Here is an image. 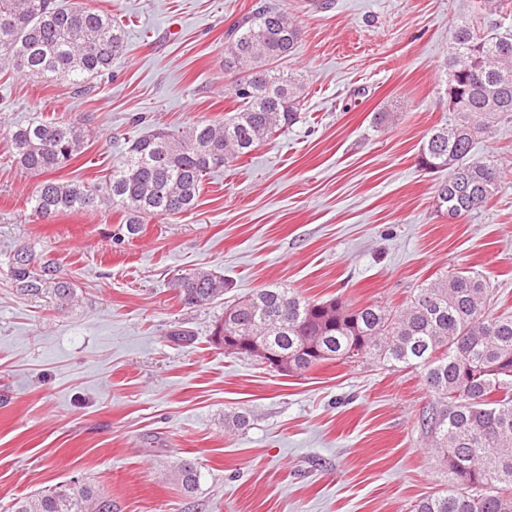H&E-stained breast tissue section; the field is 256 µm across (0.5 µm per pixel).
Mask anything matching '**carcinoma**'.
Wrapping results in <instances>:
<instances>
[{"label": "carcinoma", "instance_id": "cac0c4a2", "mask_svg": "<svg viewBox=\"0 0 512 512\" xmlns=\"http://www.w3.org/2000/svg\"><path fill=\"white\" fill-rule=\"evenodd\" d=\"M301 29L288 12L265 6L226 33L224 69L241 74L231 88L238 103L222 121L201 120L181 134L156 129L130 143L103 181L44 179L32 210L51 221L109 202L127 234L143 219L191 210L208 175L249 155L298 121L303 76L270 64L291 56ZM444 64L450 124L434 127L419 164L448 171L435 190V207L451 218L484 208L498 193L500 168L472 154L474 140L512 117V34L486 32L472 21L454 27ZM0 52L7 68L69 82L78 92L112 72L126 52L124 31L112 14L60 0H0ZM84 132L65 120H34L10 135L14 160L43 176L80 152ZM24 248L11 258V277L24 292L39 290ZM174 287L188 306L224 297V277L195 270ZM492 291L472 270L445 275L400 310L376 304L350 307L341 299H306L290 288H262L231 306L234 319L217 336H261L278 354L299 355V372L323 362L377 359L420 369L438 397L428 421L434 451L452 489L419 501L414 512H512V316L489 310ZM192 491L201 472L189 460L175 465ZM12 512H112V501L79 481L57 484L17 500Z\"/></svg>", "mask_w": 512, "mask_h": 512}]
</instances>
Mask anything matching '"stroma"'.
<instances>
[{
  "label": "stroma",
  "instance_id": "stroma-1",
  "mask_svg": "<svg viewBox=\"0 0 512 512\" xmlns=\"http://www.w3.org/2000/svg\"><path fill=\"white\" fill-rule=\"evenodd\" d=\"M303 35L283 70L301 72L300 119L212 174L191 211L146 219L121 238L111 204L46 222L37 178L8 134L35 119L75 122L84 146L56 180L92 183L156 128L223 118L228 27L265 2ZM121 18L127 52L88 94L0 73V512L74 479L112 512H412L448 487L422 420L437 404L420 371L323 363L284 376L225 354L224 304L277 285L312 299L406 305L460 269L481 273L512 315V118L475 140L498 194L459 218L436 211L444 175L417 163L429 131L453 122L444 94L461 19L512 31V0H72ZM391 121L383 123L379 113ZM32 253L37 294L10 259ZM202 269L231 281L223 301L183 305L172 279ZM78 297L60 303L57 282ZM179 329L191 342L173 339ZM247 414L250 424L226 418ZM195 462L184 491L169 464ZM31 255L24 248L14 252L11 258V277L17 287L24 292H37L39 290V281L31 276L29 269Z\"/></svg>",
  "mask_w": 512,
  "mask_h": 512
}]
</instances>
